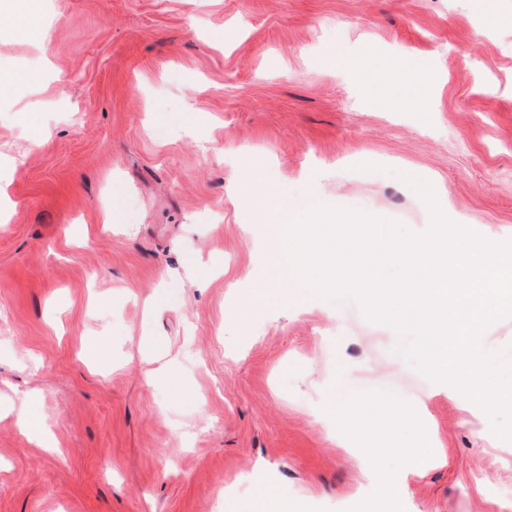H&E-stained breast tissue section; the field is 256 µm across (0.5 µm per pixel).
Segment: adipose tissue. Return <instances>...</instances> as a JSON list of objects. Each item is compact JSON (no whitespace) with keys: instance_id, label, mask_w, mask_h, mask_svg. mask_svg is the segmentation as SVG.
<instances>
[{"instance_id":"ef3b65f1","label":"adipose tissue","mask_w":512,"mask_h":512,"mask_svg":"<svg viewBox=\"0 0 512 512\" xmlns=\"http://www.w3.org/2000/svg\"><path fill=\"white\" fill-rule=\"evenodd\" d=\"M336 70L353 77L364 78L371 96L372 103L382 109L397 112H428L432 109V96L429 88L422 80H415L416 94L410 98L393 99L385 91V81L389 75L405 68L407 62L402 58H390L381 63H374L372 52L366 51L351 57L343 53L331 59ZM364 393L351 392L346 398L329 400L327 412L347 421L363 434L366 441L364 448L358 449L357 456L362 465L375 469L382 496L390 503V512H407L406 498L409 494L407 478L418 473L427 463L425 447L427 441L424 434H416L407 443L397 441L394 427L377 428L371 426L362 411ZM396 455L402 465L401 471L389 472L378 469L377 461L385 454ZM228 512H299L297 503L288 501L277 490L266 483H257L252 495L243 501H232Z\"/></svg>"}]
</instances>
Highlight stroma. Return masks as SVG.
<instances>
[{"label":"stroma","mask_w":512,"mask_h":512,"mask_svg":"<svg viewBox=\"0 0 512 512\" xmlns=\"http://www.w3.org/2000/svg\"><path fill=\"white\" fill-rule=\"evenodd\" d=\"M0 13V512H225L257 482L304 512H386L364 438L324 410L426 431L408 512H512V441L394 354L353 299L270 312L282 259L240 177L291 211L326 196L422 232L426 174L453 217L512 239V29L477 0H43ZM407 57L427 123L369 101L336 50ZM111 223H103L104 207ZM423 413L397 422L383 397ZM59 450L21 432L26 399Z\"/></svg>","instance_id":"obj_1"}]
</instances>
